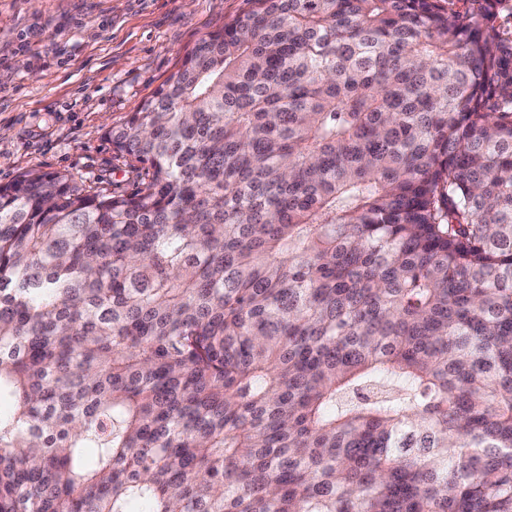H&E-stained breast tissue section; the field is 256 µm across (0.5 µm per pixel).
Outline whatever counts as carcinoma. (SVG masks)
<instances>
[{
	"label": "carcinoma",
	"mask_w": 512,
	"mask_h": 512,
	"mask_svg": "<svg viewBox=\"0 0 512 512\" xmlns=\"http://www.w3.org/2000/svg\"><path fill=\"white\" fill-rule=\"evenodd\" d=\"M249 2L0 185V512H512L505 0Z\"/></svg>",
	"instance_id": "cac0c4a2"
}]
</instances>
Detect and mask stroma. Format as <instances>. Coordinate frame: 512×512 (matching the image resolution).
<instances>
[{
  "label": "stroma",
  "instance_id": "stroma-1",
  "mask_svg": "<svg viewBox=\"0 0 512 512\" xmlns=\"http://www.w3.org/2000/svg\"><path fill=\"white\" fill-rule=\"evenodd\" d=\"M246 0H0V184L64 172L114 194L142 169L106 138Z\"/></svg>",
  "mask_w": 512,
  "mask_h": 512
}]
</instances>
